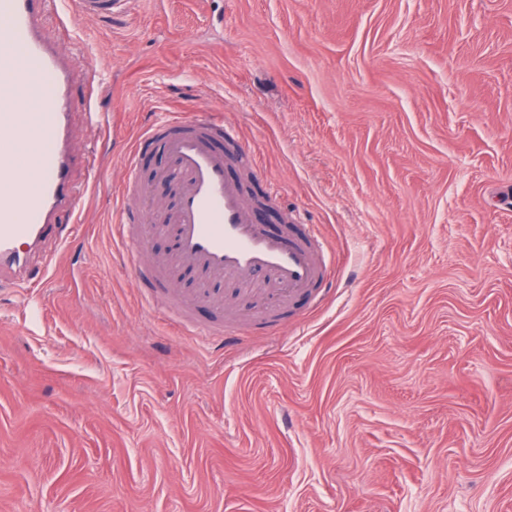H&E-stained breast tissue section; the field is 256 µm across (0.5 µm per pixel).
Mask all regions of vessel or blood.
Wrapping results in <instances>:
<instances>
[{
  "label": "vessel or blood",
  "instance_id": "obj_1",
  "mask_svg": "<svg viewBox=\"0 0 512 512\" xmlns=\"http://www.w3.org/2000/svg\"><path fill=\"white\" fill-rule=\"evenodd\" d=\"M52 0H0V278L26 283L52 266L42 245L55 233L66 246L89 187L101 181L111 155L98 144L83 152L72 147L70 110L72 88L87 90L85 115L89 126L105 129L108 115L98 104L104 82L89 66H77L42 34ZM129 0H75L77 17L96 21L125 13ZM233 131L197 101L191 108L154 122L141 142L162 147L171 157L166 179L181 178L173 221L146 223L141 212L121 206L114 224L127 246L132 265L152 233L174 235L176 247L170 265L192 268L199 276L197 300L214 311L211 323L198 324L190 304L179 300L165 284L152 298L161 311L172 314L188 334L235 335L226 320L224 298L213 284H232L239 295L252 293L253 278L263 274L267 287L256 319L273 327L303 298H317L329 280V248L314 227L274 234L255 222L243 187L228 175L229 161L255 168L247 148L229 158L214 142ZM87 174L85 188L72 176L75 160Z\"/></svg>",
  "mask_w": 512,
  "mask_h": 512
}]
</instances>
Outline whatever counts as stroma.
Returning a JSON list of instances; mask_svg holds the SVG:
<instances>
[{
    "label": "stroma",
    "mask_w": 512,
    "mask_h": 512,
    "mask_svg": "<svg viewBox=\"0 0 512 512\" xmlns=\"http://www.w3.org/2000/svg\"><path fill=\"white\" fill-rule=\"evenodd\" d=\"M46 37L112 84L115 159L40 283L0 289V512H512V0H131ZM206 98L255 220L331 287L277 335L182 333L113 231L124 158Z\"/></svg>",
    "instance_id": "stroma-1"
}]
</instances>
